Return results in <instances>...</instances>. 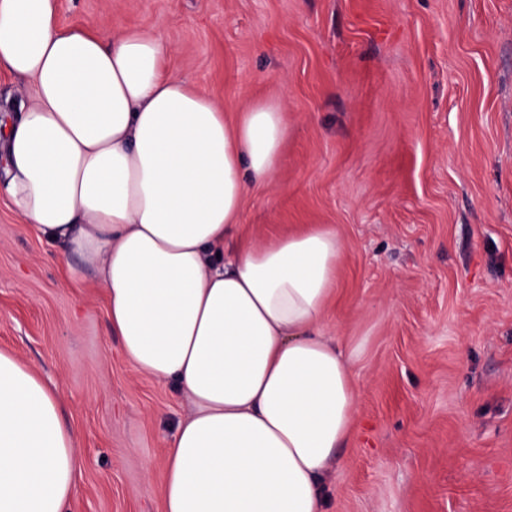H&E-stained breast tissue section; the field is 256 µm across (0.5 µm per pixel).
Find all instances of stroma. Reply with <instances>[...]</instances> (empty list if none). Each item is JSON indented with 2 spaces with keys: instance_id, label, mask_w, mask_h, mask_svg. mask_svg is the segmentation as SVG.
Returning <instances> with one entry per match:
<instances>
[{
  "instance_id": "1",
  "label": "stroma",
  "mask_w": 512,
  "mask_h": 512,
  "mask_svg": "<svg viewBox=\"0 0 512 512\" xmlns=\"http://www.w3.org/2000/svg\"><path fill=\"white\" fill-rule=\"evenodd\" d=\"M58 20L160 36L228 113L281 104L278 175L241 222L341 245L324 331L361 389L325 512H512V0H60ZM79 264L0 199V351L57 389L70 512H163L191 402L128 361Z\"/></svg>"
}]
</instances>
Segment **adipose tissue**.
<instances>
[{"label":"adipose tissue","instance_id":"ef3b65f1","mask_svg":"<svg viewBox=\"0 0 512 512\" xmlns=\"http://www.w3.org/2000/svg\"><path fill=\"white\" fill-rule=\"evenodd\" d=\"M58 11L0 0V68L29 82L0 113V198L95 271L131 364L190 396L163 512H322L360 390L324 333L340 243L325 228L241 236L248 187L278 174L280 104L227 117L168 73L161 37L96 36ZM75 444L55 391L0 352V512H69Z\"/></svg>","mask_w":512,"mask_h":512}]
</instances>
